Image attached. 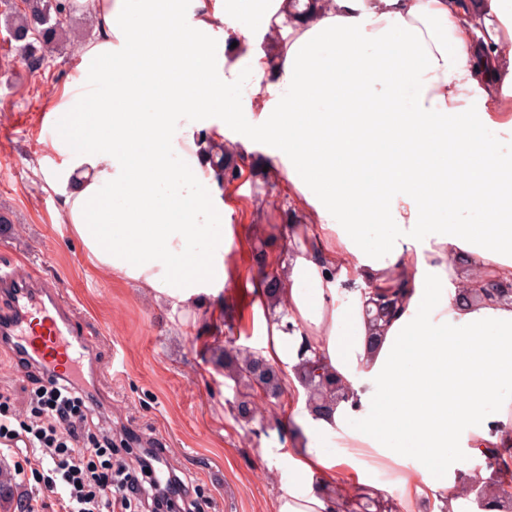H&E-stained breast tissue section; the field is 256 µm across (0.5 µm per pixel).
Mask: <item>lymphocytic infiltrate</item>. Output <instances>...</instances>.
Masks as SVG:
<instances>
[{
	"label": "lymphocytic infiltrate",
	"mask_w": 512,
	"mask_h": 512,
	"mask_svg": "<svg viewBox=\"0 0 512 512\" xmlns=\"http://www.w3.org/2000/svg\"><path fill=\"white\" fill-rule=\"evenodd\" d=\"M92 401L84 386L51 374L36 396L34 420L15 428L0 421V445H20L32 455V474L54 495L58 512H125L135 499L187 512L180 479L163 480L152 471L155 453L139 458L134 474L114 466L111 428L86 436Z\"/></svg>",
	"instance_id": "f902f5d3"
}]
</instances>
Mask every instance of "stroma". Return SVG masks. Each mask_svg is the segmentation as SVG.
I'll use <instances>...</instances> for the list:
<instances>
[{
	"label": "stroma",
	"mask_w": 512,
	"mask_h": 512,
	"mask_svg": "<svg viewBox=\"0 0 512 512\" xmlns=\"http://www.w3.org/2000/svg\"><path fill=\"white\" fill-rule=\"evenodd\" d=\"M13 2L0 0V209L13 221L11 233L0 235V264L25 254L67 291L102 361L113 365L99 389L109 400L113 435L155 439L163 463L187 485L195 512H274L287 473L276 457L283 442L277 430L235 418L229 406L235 392L212 349L230 330L238 346L260 350L262 337L249 319L251 289L261 267H276L309 223L302 196L268 171L262 145L237 140L235 127L225 125L223 143L234 148L229 163L238 169L224 182L227 245L238 277L221 292L222 318L180 322L143 289L95 268L62 224L59 195L45 189L41 172L66 166L48 125L64 95L83 90L79 50L64 48L41 73H26L5 29L4 13ZM260 244L261 266L254 259ZM47 383L43 367L25 368L0 351V396L13 414L29 416L32 397ZM325 451L353 458L354 484L389 497L408 470L403 463L375 464L339 436L326 441Z\"/></svg>",
	"instance_id": "35a3bbf8"
}]
</instances>
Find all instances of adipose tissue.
<instances>
[{
	"instance_id": "adipose-tissue-1",
	"label": "adipose tissue",
	"mask_w": 512,
	"mask_h": 512,
	"mask_svg": "<svg viewBox=\"0 0 512 512\" xmlns=\"http://www.w3.org/2000/svg\"><path fill=\"white\" fill-rule=\"evenodd\" d=\"M460 16L455 0H327L310 20L289 0H251L246 13L225 0L96 5L95 35L80 48L85 90L63 104L53 142L69 153L61 217L89 261L203 318L202 300L218 298L233 275L224 177L210 157L224 138V92L244 81L260 109L241 126L243 140L262 141L309 207L311 231L283 265L284 320H273L259 287L251 321L267 360L292 366L308 339L358 399L321 418L297 403L308 440L278 451L288 475L275 512H332L312 479L347 478V461L323 449L338 429L377 461L417 459L400 482L405 512L422 499L439 510L472 455L512 446L502 436L512 427V305L457 301L459 286H484V274L512 280V211L495 224L466 218L486 190L512 195V155L488 136L511 132L512 115L469 61L475 39L493 52L512 39V16L500 0H483L481 27ZM186 27L184 40L167 38ZM227 27L251 47L247 70L225 67L212 49ZM273 27L283 40L269 52L260 40ZM190 68L212 95L187 94ZM339 87L398 108L358 111L356 100L338 101ZM380 183L393 191L376 214L361 193ZM397 273L406 305L372 337L361 287L391 288Z\"/></svg>"
}]
</instances>
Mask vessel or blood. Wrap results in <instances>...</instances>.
<instances>
[{"label": "vessel or blood", "mask_w": 512, "mask_h": 512, "mask_svg": "<svg viewBox=\"0 0 512 512\" xmlns=\"http://www.w3.org/2000/svg\"><path fill=\"white\" fill-rule=\"evenodd\" d=\"M0 287L7 289L8 302L0 309V344L23 360L53 366L69 373L80 363L85 385H94L111 365L101 364L97 345L88 336L63 290L49 282L39 269L0 266Z\"/></svg>", "instance_id": "obj_1"}]
</instances>
